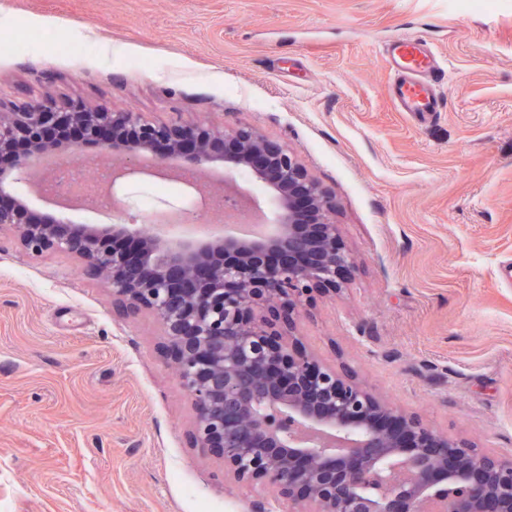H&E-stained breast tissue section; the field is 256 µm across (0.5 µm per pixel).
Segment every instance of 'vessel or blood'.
<instances>
[{
    "label": "vessel or blood",
    "mask_w": 512,
    "mask_h": 512,
    "mask_svg": "<svg viewBox=\"0 0 512 512\" xmlns=\"http://www.w3.org/2000/svg\"><path fill=\"white\" fill-rule=\"evenodd\" d=\"M387 61L395 79L389 95L398 111L433 112L439 95L430 81L436 59L424 40L400 36L391 42Z\"/></svg>",
    "instance_id": "obj_1"
}]
</instances>
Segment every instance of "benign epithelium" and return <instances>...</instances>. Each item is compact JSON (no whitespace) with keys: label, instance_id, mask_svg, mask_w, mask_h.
<instances>
[{"label":"benign epithelium","instance_id":"1","mask_svg":"<svg viewBox=\"0 0 512 512\" xmlns=\"http://www.w3.org/2000/svg\"><path fill=\"white\" fill-rule=\"evenodd\" d=\"M0 231L30 254L64 253L103 279L125 315L159 321L166 358L194 406L190 444L224 463V477L276 491L281 512H512V450L444 434L367 389L351 368L323 363L296 337L303 306L337 293L354 268L336 224V200L282 142L250 125L165 123L133 109L70 100H0ZM93 147L112 156L91 197L44 163ZM149 156L152 169L140 167ZM178 162L174 168L172 162ZM224 168L246 174L271 216L249 236L174 240L131 224H78L62 208L104 196L136 174L197 185ZM57 205L37 210L18 186ZM150 222L196 224L211 194Z\"/></svg>","mask_w":512,"mask_h":512}]
</instances>
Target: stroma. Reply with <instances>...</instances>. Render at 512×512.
I'll list each match as a JSON object with an SVG mask.
<instances>
[{
	"mask_svg": "<svg viewBox=\"0 0 512 512\" xmlns=\"http://www.w3.org/2000/svg\"><path fill=\"white\" fill-rule=\"evenodd\" d=\"M432 47L440 111H396L386 46ZM70 45L66 54L45 36ZM138 57L140 72L126 68ZM247 123L336 199L354 268L297 326L306 348L434 428L512 449V0H0V100ZM152 184L116 189L144 225ZM148 312L0 231V512H256L189 445L193 404Z\"/></svg>",
	"mask_w": 512,
	"mask_h": 512,
	"instance_id": "1",
	"label": "stroma"
}]
</instances>
